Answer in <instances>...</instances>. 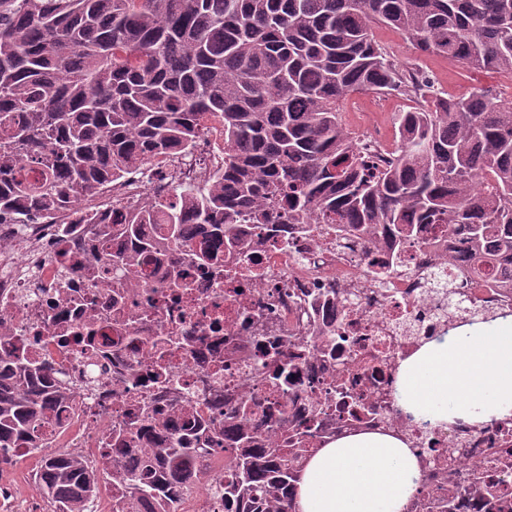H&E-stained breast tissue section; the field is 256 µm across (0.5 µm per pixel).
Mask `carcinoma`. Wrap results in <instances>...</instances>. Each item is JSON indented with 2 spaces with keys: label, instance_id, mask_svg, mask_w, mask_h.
I'll list each match as a JSON object with an SVG mask.
<instances>
[{
  "label": "carcinoma",
  "instance_id": "1",
  "mask_svg": "<svg viewBox=\"0 0 512 512\" xmlns=\"http://www.w3.org/2000/svg\"><path fill=\"white\" fill-rule=\"evenodd\" d=\"M378 25L424 53L512 74V0H0V218L73 214L129 166L189 151L217 120L224 169L212 185L148 195L119 223L98 208L83 232L66 228L74 249L118 235L112 266L152 260L168 287L188 288L182 267L206 264L192 243L234 247L251 221L271 236L334 221L369 247L446 224L463 232L474 273L495 268L512 287V105L481 87L443 96L387 57ZM388 91L423 104L397 113L381 160L338 106ZM79 342L107 357L96 336ZM299 359L266 364L268 377L288 382ZM57 373L50 358L0 353V464L19 444L39 454L51 512H90L108 479L122 492L116 512H179L209 482L197 458L212 451L224 453L217 512H295L299 449L284 410L242 401L219 427L204 414L161 424L139 405L136 425L112 430L123 465L99 471L64 449L43 454L44 419L72 400Z\"/></svg>",
  "mask_w": 512,
  "mask_h": 512
}]
</instances>
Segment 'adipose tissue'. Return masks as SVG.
Segmentation results:
<instances>
[{"label": "adipose tissue", "instance_id": "1", "mask_svg": "<svg viewBox=\"0 0 512 512\" xmlns=\"http://www.w3.org/2000/svg\"><path fill=\"white\" fill-rule=\"evenodd\" d=\"M399 385L410 405L435 423L512 417V321L424 344L403 362ZM416 475V458L402 440L375 432L347 435L308 462L296 510L403 512Z\"/></svg>", "mask_w": 512, "mask_h": 512}]
</instances>
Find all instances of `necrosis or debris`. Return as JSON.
<instances>
[{
	"label": "necrosis or debris",
	"mask_w": 512,
	"mask_h": 512,
	"mask_svg": "<svg viewBox=\"0 0 512 512\" xmlns=\"http://www.w3.org/2000/svg\"><path fill=\"white\" fill-rule=\"evenodd\" d=\"M223 165L222 139L211 131L189 152L152 160V180L129 171L96 205L118 214L148 194L210 184ZM59 238L50 219L0 225V336L62 361L76 398L46 425L49 448L98 464L112 427L128 422L137 400L160 406L166 421L198 412L218 422L241 401L257 400L285 406L289 428L313 427L311 448L361 431L405 441L418 478L404 512H512V417L468 428L436 425L396 399L400 367L422 345L512 316V290L495 277L468 285L460 299L437 287L452 269L449 257L459 259L452 270L470 274L460 258L463 239L447 225H429L409 245L383 240L371 256L362 240L337 238L332 224H297L278 237L253 231L236 251L200 238L195 248L213 250L215 258L205 271L189 269L194 286L177 299L147 268L113 271L119 240L94 254L66 255ZM394 255V276L369 273L371 259ZM116 291L123 296L117 308L109 304ZM173 331L179 341L169 348L171 382L160 391L145 388ZM90 333L106 363L81 355L78 339ZM61 334L75 338L68 350L46 349L45 339ZM268 340L285 353L310 352L287 391L259 374L260 345ZM340 381L355 384L373 413L353 418L340 410L311 422L314 405L334 397Z\"/></svg>",
	"instance_id": "obj_1"
}]
</instances>
